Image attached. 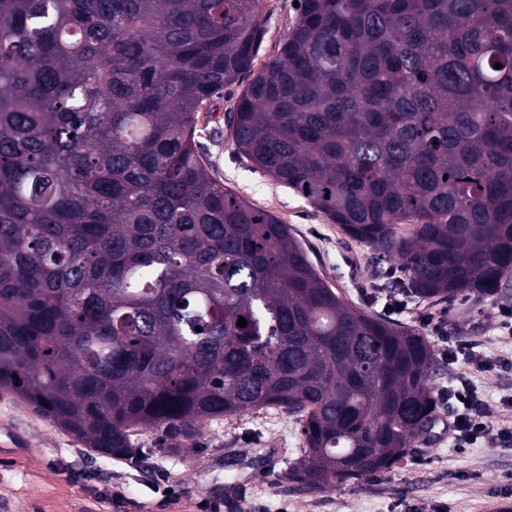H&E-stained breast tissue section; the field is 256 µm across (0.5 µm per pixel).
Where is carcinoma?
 Segmentation results:
<instances>
[{"label": "carcinoma", "mask_w": 512, "mask_h": 512, "mask_svg": "<svg viewBox=\"0 0 512 512\" xmlns=\"http://www.w3.org/2000/svg\"><path fill=\"white\" fill-rule=\"evenodd\" d=\"M263 4L0 0V389L117 460L144 430L192 444L277 406L305 440L288 480L317 490L410 458L434 349L210 174L200 113L249 79L225 116L238 154L396 258L401 293L492 296L512 0H299L256 73Z\"/></svg>", "instance_id": "cac0c4a2"}]
</instances>
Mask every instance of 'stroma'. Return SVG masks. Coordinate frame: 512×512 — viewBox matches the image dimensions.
<instances>
[{
    "label": "stroma",
    "mask_w": 512,
    "mask_h": 512,
    "mask_svg": "<svg viewBox=\"0 0 512 512\" xmlns=\"http://www.w3.org/2000/svg\"><path fill=\"white\" fill-rule=\"evenodd\" d=\"M267 32L255 60L263 67L278 53L298 12L294 0H267ZM242 91L225 89L199 116L197 136L212 175L255 208L288 224L325 280L349 303L413 328L440 353L464 342L493 364L480 371L464 359L442 357L434 378L439 417L457 412L448 386L471 380L485 401L489 429L463 448L448 437L415 446L409 461L335 488L313 491L288 481L289 460L305 442L285 410H248L208 424L195 446L171 447L165 429L143 432L147 462L93 454L22 399L0 391V512H505L512 505V336L500 312L512 307V276L505 293H462L452 301L402 298L387 304L378 287L393 282L395 262L377 261L293 190L241 158L225 116Z\"/></svg>",
    "instance_id": "35a3bbf8"
}]
</instances>
